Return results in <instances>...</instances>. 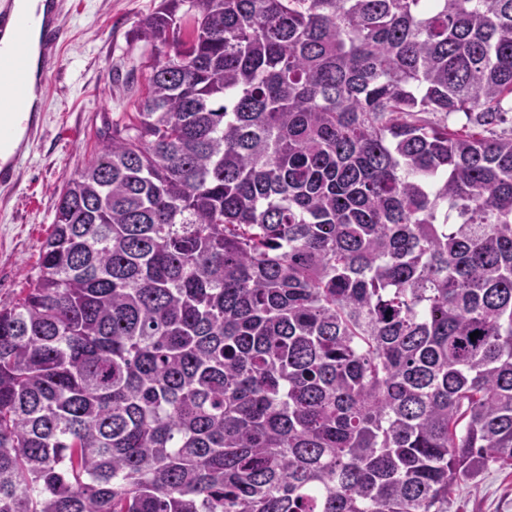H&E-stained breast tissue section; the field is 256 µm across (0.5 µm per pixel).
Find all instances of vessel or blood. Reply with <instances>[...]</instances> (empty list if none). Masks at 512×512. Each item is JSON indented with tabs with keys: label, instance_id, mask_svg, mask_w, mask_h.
<instances>
[{
	"label": "vessel or blood",
	"instance_id": "obj_1",
	"mask_svg": "<svg viewBox=\"0 0 512 512\" xmlns=\"http://www.w3.org/2000/svg\"><path fill=\"white\" fill-rule=\"evenodd\" d=\"M47 5L42 28L41 39V68L39 78H46L58 59V49L63 38L60 24L57 21L59 0H45ZM0 69L10 75V83L0 89V129L10 130L15 127L22 128L23 138L8 162H0V185H14L20 174V161L26 153L32 136L41 125L39 110L16 113L14 103L24 97L29 87V71L25 60L24 46H17L8 56H0Z\"/></svg>",
	"mask_w": 512,
	"mask_h": 512
}]
</instances>
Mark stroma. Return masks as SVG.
Wrapping results in <instances>:
<instances>
[{
	"label": "stroma",
	"instance_id": "35a3bbf8",
	"mask_svg": "<svg viewBox=\"0 0 512 512\" xmlns=\"http://www.w3.org/2000/svg\"><path fill=\"white\" fill-rule=\"evenodd\" d=\"M160 0H64L68 32L50 73L42 129L29 145L17 183L0 186V303L12 301L36 272L58 197L97 149L112 122L136 111L151 47L140 20ZM448 512H512V469L490 466L455 487Z\"/></svg>",
	"mask_w": 512,
	"mask_h": 512
}]
</instances>
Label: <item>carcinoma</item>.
<instances>
[{"label": "carcinoma", "instance_id": "1", "mask_svg": "<svg viewBox=\"0 0 512 512\" xmlns=\"http://www.w3.org/2000/svg\"><path fill=\"white\" fill-rule=\"evenodd\" d=\"M140 35L138 112L0 305V512H448L512 469V0Z\"/></svg>", "mask_w": 512, "mask_h": 512}]
</instances>
